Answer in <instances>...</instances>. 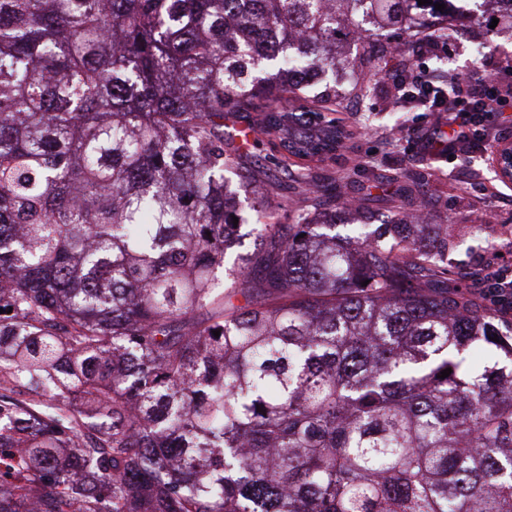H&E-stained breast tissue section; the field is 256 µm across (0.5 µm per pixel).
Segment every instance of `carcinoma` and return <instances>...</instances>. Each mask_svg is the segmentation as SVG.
Segmentation results:
<instances>
[{
    "mask_svg": "<svg viewBox=\"0 0 512 512\" xmlns=\"http://www.w3.org/2000/svg\"><path fill=\"white\" fill-rule=\"evenodd\" d=\"M462 2L0 0V512H512V321L448 225L226 177L224 115L330 158L344 45Z\"/></svg>",
    "mask_w": 512,
    "mask_h": 512,
    "instance_id": "carcinoma-1",
    "label": "carcinoma"
}]
</instances>
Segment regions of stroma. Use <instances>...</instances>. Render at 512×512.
<instances>
[{"instance_id": "stroma-1", "label": "stroma", "mask_w": 512, "mask_h": 512, "mask_svg": "<svg viewBox=\"0 0 512 512\" xmlns=\"http://www.w3.org/2000/svg\"><path fill=\"white\" fill-rule=\"evenodd\" d=\"M443 51L451 69L477 80L490 72L506 73L512 63V36L465 21ZM366 58L364 43L352 46L347 76L337 87L335 112L352 136L336 161L314 164L316 176L335 182L339 195L362 201L382 221L395 214L391 199L403 176L413 177L420 194L402 208L407 213L427 211L432 223L447 225L449 270L458 275L496 270L512 278V183H502L491 161L497 145L512 139V103L503 111L484 113L487 143L466 156H442L424 149L422 141L436 127L455 129L452 114L390 102L394 76L431 68L432 57L418 58L414 42H407L371 80ZM242 153L241 181H264L275 223H291L294 210L304 203L296 177L269 162L268 144L244 143Z\"/></svg>"}]
</instances>
